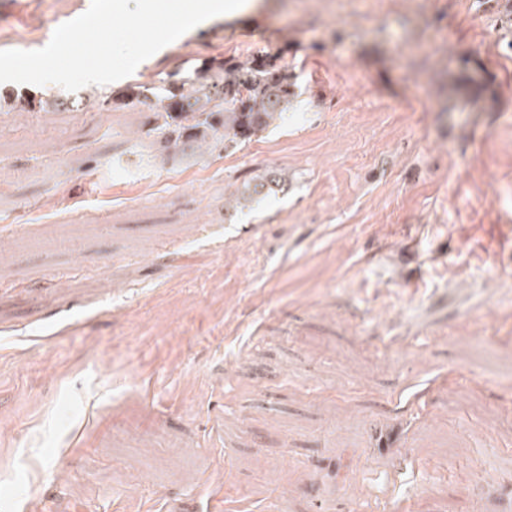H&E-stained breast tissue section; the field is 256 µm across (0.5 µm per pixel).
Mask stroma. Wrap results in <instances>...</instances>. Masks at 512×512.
Returning a JSON list of instances; mask_svg holds the SVG:
<instances>
[{"instance_id": "stroma-1", "label": "stroma", "mask_w": 512, "mask_h": 512, "mask_svg": "<svg viewBox=\"0 0 512 512\" xmlns=\"http://www.w3.org/2000/svg\"><path fill=\"white\" fill-rule=\"evenodd\" d=\"M258 47L287 121L182 161L0 83V512H512V0H255L132 78ZM55 100L50 102L42 97L37 98L28 94H17L15 97L14 107L21 111L35 112L44 110L45 106L51 104L55 110L65 109L66 111L78 110L82 105V101L77 97H54ZM62 107V108H60ZM279 186V175L272 170H267L263 175L242 184L241 188L238 189L240 196L236 199L237 204H241L240 200L248 203L258 202L277 191L276 187Z\"/></svg>"}]
</instances>
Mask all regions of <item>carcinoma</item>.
I'll return each mask as SVG.
<instances>
[{
  "label": "carcinoma",
  "mask_w": 512,
  "mask_h": 512,
  "mask_svg": "<svg viewBox=\"0 0 512 512\" xmlns=\"http://www.w3.org/2000/svg\"><path fill=\"white\" fill-rule=\"evenodd\" d=\"M293 75L281 64L280 52L268 48L255 50L249 58H212L203 61L179 79L155 84L130 82L102 100L149 113V131L158 134L160 143L183 157H193L208 144L232 152L253 141L274 122L288 116L295 97ZM79 109L76 97L55 98L50 102L33 95L18 94L14 107L26 112ZM280 186L279 175L268 170L246 181L238 189L239 199L258 202Z\"/></svg>",
  "instance_id": "obj_1"
}]
</instances>
